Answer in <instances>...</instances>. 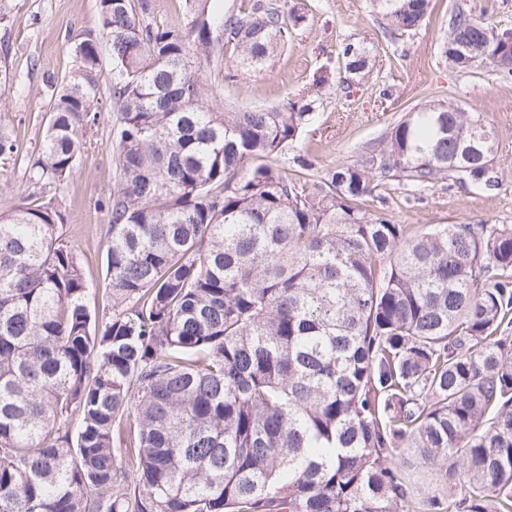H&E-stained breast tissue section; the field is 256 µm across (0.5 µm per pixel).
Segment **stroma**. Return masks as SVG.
Instances as JSON below:
<instances>
[{"instance_id":"35a3bbf8","label":"stroma","mask_w":512,"mask_h":512,"mask_svg":"<svg viewBox=\"0 0 512 512\" xmlns=\"http://www.w3.org/2000/svg\"><path fill=\"white\" fill-rule=\"evenodd\" d=\"M305 16L291 42L273 65L260 74L237 73L225 79L212 74L224 102L240 108L269 107L309 86L314 74L327 69L345 74L337 57L345 42H364L374 56L370 77L350 88L333 85L298 143L278 158L294 169L297 154H310L314 181L341 164L360 161L382 143L406 112L433 100L465 112L482 113L494 131L497 150L490 165L491 182L472 183L457 176L427 185L403 178L381 183L368 197L369 211L392 223L428 228L435 224H512V78L487 63L467 70L449 68L441 54L448 17L463 9L498 29H512V0H432L422 25L389 32L370 0H288ZM99 0H0V65L13 77L0 88V122L6 124L17 153L0 163V213L19 205L28 194L25 169L38 153L50 118L48 76L63 77L73 65L70 43L98 34ZM97 120L87 144L59 198L62 239L81 255L89 304L100 303L107 288L105 255L109 246L105 201L115 189L113 130L118 109L112 101V57L101 51Z\"/></svg>"}]
</instances>
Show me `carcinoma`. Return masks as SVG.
Here are the masks:
<instances>
[{
	"mask_svg": "<svg viewBox=\"0 0 512 512\" xmlns=\"http://www.w3.org/2000/svg\"><path fill=\"white\" fill-rule=\"evenodd\" d=\"M182 27L149 0H100L119 106L106 255L109 315L85 302L58 196L95 122L98 39L70 46L28 184L0 213V512H512V225L419 230L363 207L374 178L490 182L460 149L484 119L429 103L375 157L315 190L276 164L332 73L286 103L215 104L205 67L259 73L304 21L258 0ZM393 31L430 0H372ZM475 56L512 59V30ZM448 64L473 62L443 43ZM346 70L365 78L363 44ZM15 140L0 127V161ZM428 469V483L413 474Z\"/></svg>",
	"mask_w": 512,
	"mask_h": 512,
	"instance_id": "obj_1",
	"label": "carcinoma"
}]
</instances>
